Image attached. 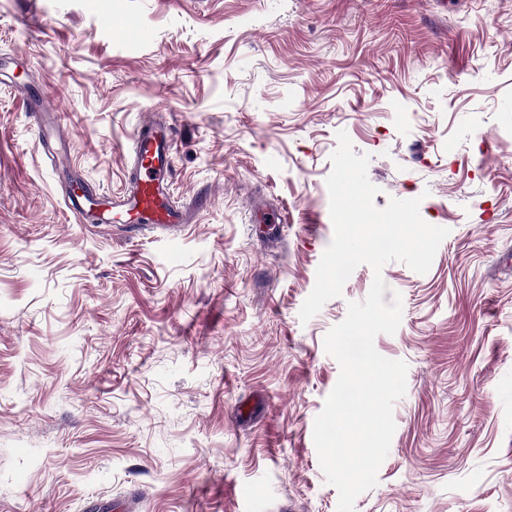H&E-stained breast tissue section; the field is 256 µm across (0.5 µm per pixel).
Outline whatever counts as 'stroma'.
<instances>
[{
	"label": "stroma",
	"instance_id": "1",
	"mask_svg": "<svg viewBox=\"0 0 512 512\" xmlns=\"http://www.w3.org/2000/svg\"><path fill=\"white\" fill-rule=\"evenodd\" d=\"M0 62V512H337L324 338L377 275L299 311L341 130L376 207L450 230L427 273L379 275L403 314L374 346L407 389L354 512H512V0H0ZM37 108L98 193L170 121L189 224L78 221Z\"/></svg>",
	"mask_w": 512,
	"mask_h": 512
}]
</instances>
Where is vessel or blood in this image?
Segmentation results:
<instances>
[{
    "label": "vessel or blood",
    "instance_id": "obj_1",
    "mask_svg": "<svg viewBox=\"0 0 512 512\" xmlns=\"http://www.w3.org/2000/svg\"><path fill=\"white\" fill-rule=\"evenodd\" d=\"M104 28H119L130 41H142L147 33L134 21L115 25L111 15L100 14ZM171 124L149 120L142 123L132 143L133 165L124 189L117 194L78 193L66 186L64 200L77 215H93L100 224L121 225L133 230L166 228L187 223V213L176 205L171 193L174 141Z\"/></svg>",
    "mask_w": 512,
    "mask_h": 512
}]
</instances>
